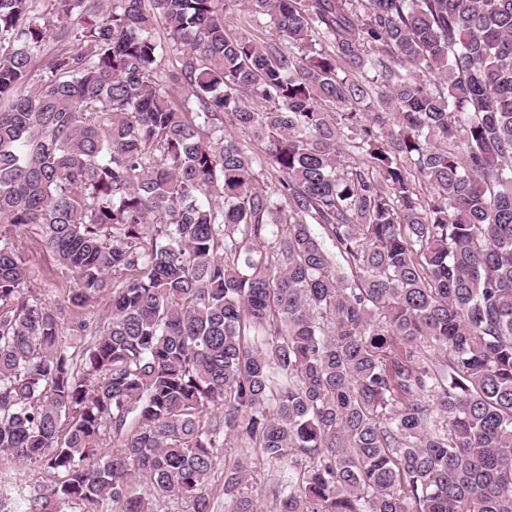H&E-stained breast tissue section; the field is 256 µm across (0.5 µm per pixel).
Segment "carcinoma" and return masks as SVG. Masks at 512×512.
<instances>
[{
  "label": "carcinoma",
  "instance_id": "1",
  "mask_svg": "<svg viewBox=\"0 0 512 512\" xmlns=\"http://www.w3.org/2000/svg\"><path fill=\"white\" fill-rule=\"evenodd\" d=\"M52 2L0 0V453L52 476L22 512H213L221 457L257 512L234 445L274 512H512V0ZM18 246L24 253L28 266L34 272L30 288L49 303L67 298L72 279L57 269L41 244V230L30 224L19 229ZM252 470H255L253 473V482L249 484V491H257L259 492V495L257 496L258 499V507L259 512H272V503L271 499L267 497L264 491V484L266 482L267 474H268V466L259 464L257 461V464L253 466ZM253 486V488H252Z\"/></svg>",
  "mask_w": 512,
  "mask_h": 512
}]
</instances>
